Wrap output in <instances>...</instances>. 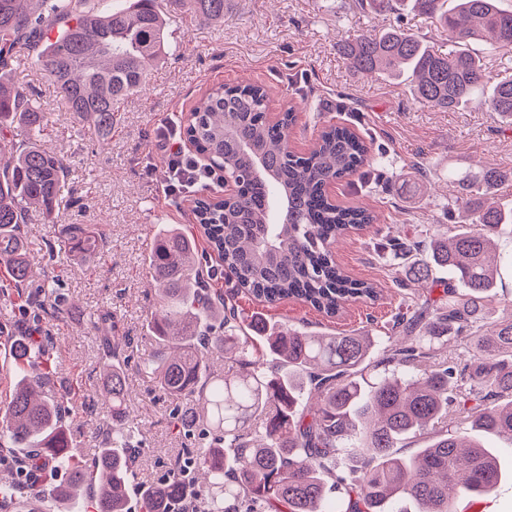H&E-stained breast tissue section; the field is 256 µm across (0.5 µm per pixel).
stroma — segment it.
Segmentation results:
<instances>
[{
  "label": "stroma",
  "instance_id": "stroma-1",
  "mask_svg": "<svg viewBox=\"0 0 512 512\" xmlns=\"http://www.w3.org/2000/svg\"><path fill=\"white\" fill-rule=\"evenodd\" d=\"M170 17V58L153 70L142 92L121 109V130L109 145L98 142L93 129L57 102L53 86L37 67L25 65L13 77L48 112L46 141L67 159L62 222L103 225L107 243L101 255L82 260L57 249L54 225L32 214L24 227L33 282L60 273L59 290L68 299L63 319L37 318L32 308L0 297V406L16 381V365L7 335L39 323L56 339L61 381L81 379L85 399L69 420L73 452L92 458L99 446L92 429L107 410L97 395L102 387L103 360L93 322L106 310L117 313V335L127 344L125 366L130 406L141 444L137 462L140 482L163 476L173 457L186 445L172 425L174 402L157 388L144 363L155 348L147 322L155 309L146 258L158 229L178 224L195 231L187 200L166 197V158L155 145L170 119L184 118L212 86L252 82L271 92L272 107H294L298 120L290 136L295 150L311 148L330 123L350 126L379 158L380 171L353 174L335 183L338 201L367 205L374 224L343 239L335 257L350 275L376 282L382 298L376 304H349L340 319L331 320L295 300L268 306L240 294L241 316L263 313L278 324L336 333L369 329L383 335L405 292L395 278L404 268L393 266L384 238L397 231L415 239L433 226L461 221L465 205L453 172L484 164L512 168V132L503 130L496 113L481 96L467 108L445 112L416 100L409 81H391L350 69L338 49L365 33L398 26L441 50L448 35L431 19L411 9L396 13L363 11L352 0H229L223 23L205 24L185 12L177 0H162ZM427 176H419V167ZM82 199L83 210L69 207ZM499 458L503 477L495 491L482 498L483 512H512V445L485 435Z\"/></svg>",
  "mask_w": 512,
  "mask_h": 512
}]
</instances>
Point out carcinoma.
<instances>
[{
    "label": "carcinoma",
    "mask_w": 512,
    "mask_h": 512,
    "mask_svg": "<svg viewBox=\"0 0 512 512\" xmlns=\"http://www.w3.org/2000/svg\"><path fill=\"white\" fill-rule=\"evenodd\" d=\"M96 0H0V291L34 304L58 320L67 300L55 281L33 285L21 225L37 212L58 225L68 251L93 255L106 240L99 224L58 223L70 167L45 144L49 125L32 95L15 84L8 60L26 57L43 71L68 112L101 141L119 125L120 108L168 57L167 21L160 0H124L101 12ZM404 0H356L360 9L396 12ZM456 44L446 55L400 27L344 43L346 64L364 74L406 75L415 95L442 111L463 108L483 86V58L471 45L512 48V10L499 0H414ZM199 21L224 22L227 0H182ZM488 104L512 129V75L492 88ZM268 91L240 83L211 87L183 124L222 167L244 182L238 196L211 203L194 198L193 214L217 253L233 292L207 287L197 243L175 224L158 233L148 254L158 307L148 322L156 349L144 369L176 401L172 419L189 435L160 482L139 489L142 512H394L411 500L415 512H454L464 498L489 496L502 472L492 449L465 432L512 443V316L488 322L496 295L495 238L512 224V210L484 197L512 184V168L493 165L457 174L462 200L477 204L468 224L438 225L425 240H391L394 258L415 252L408 282L443 288L435 308L406 297L391 319L383 357L370 363L379 340L368 333H318L304 327L239 319L234 296L247 293L275 305L306 304L327 318L351 302L373 304L381 289L349 275L333 255L343 238L374 222L370 209L333 202L329 181L363 166L376 170L365 141L330 124L306 153L287 151L296 122L288 107L264 115ZM448 270V280L434 276ZM221 318L222 331L206 324ZM116 321H94L104 363L101 396L109 415L93 429L98 452L80 463L71 453L69 407L58 396L54 337L27 333L11 341L17 367L10 400L0 411V448H27L16 461L26 482L0 484V512H47V502L88 501L95 512H128L138 478L127 405L125 358L115 342ZM465 341L464 358L444 355ZM224 353V372L210 357ZM432 435L412 456L397 450ZM63 483H41L45 467Z\"/></svg>",
    "instance_id": "cac0c4a2"
}]
</instances>
